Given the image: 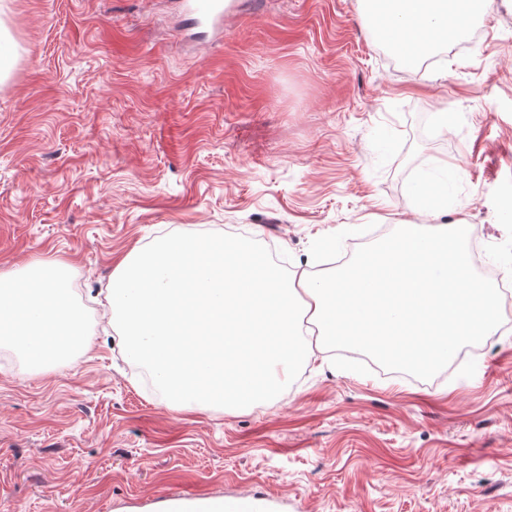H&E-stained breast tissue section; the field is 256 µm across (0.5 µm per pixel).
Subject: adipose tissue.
Masks as SVG:
<instances>
[{
  "instance_id": "ef3b65f1",
  "label": "adipose tissue",
  "mask_w": 512,
  "mask_h": 512,
  "mask_svg": "<svg viewBox=\"0 0 512 512\" xmlns=\"http://www.w3.org/2000/svg\"><path fill=\"white\" fill-rule=\"evenodd\" d=\"M384 38L398 55L430 49L440 33L455 41L469 34L481 0H388ZM68 266L35 261L22 272L0 273V346L15 350L38 373L88 345L81 313L64 300Z\"/></svg>"
}]
</instances>
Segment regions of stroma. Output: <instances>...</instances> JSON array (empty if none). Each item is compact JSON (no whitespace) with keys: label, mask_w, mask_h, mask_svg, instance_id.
<instances>
[{"label":"stroma","mask_w":512,"mask_h":512,"mask_svg":"<svg viewBox=\"0 0 512 512\" xmlns=\"http://www.w3.org/2000/svg\"><path fill=\"white\" fill-rule=\"evenodd\" d=\"M179 2L0 0V272L72 265L90 340L44 374L0 346V512H160L182 490L512 512V316L443 380L332 352L231 413L171 407L100 326L117 262L161 230L317 273L377 227L462 217L512 283V0L426 73L384 57L358 0H235L220 42ZM423 177L446 187L433 216Z\"/></svg>","instance_id":"obj_1"}]
</instances>
